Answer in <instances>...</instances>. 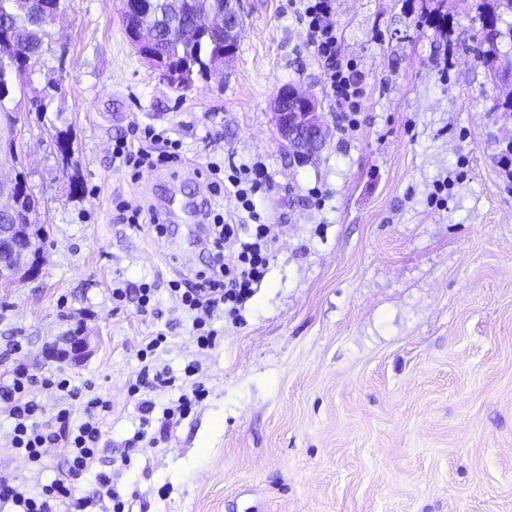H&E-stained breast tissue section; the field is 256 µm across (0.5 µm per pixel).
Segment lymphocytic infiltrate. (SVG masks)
I'll return each instance as SVG.
<instances>
[{"instance_id": "lymphocytic-infiltrate-1", "label": "lymphocytic infiltrate", "mask_w": 512, "mask_h": 512, "mask_svg": "<svg viewBox=\"0 0 512 512\" xmlns=\"http://www.w3.org/2000/svg\"><path fill=\"white\" fill-rule=\"evenodd\" d=\"M299 16L308 26L310 47L325 64V83L328 94L336 104L347 131L358 128L355 114L362 96L363 77L355 64L340 56L335 27L329 18L334 0H298ZM180 141L165 139L155 128L144 127L137 140L120 137L112 142V160L121 167L153 169L175 162L188 165L182 155ZM210 190L220 193L223 184L233 188L236 211L245 212L254 225L253 233L241 237L238 225L226 222L223 213L205 207L209 218L202 238L208 253L204 269L195 273L193 286L182 281L169 283V293L177 307L193 313L192 327L199 350L211 349L216 333L208 326L215 312L237 317L263 282L273 258L268 226L261 220L252 195L264 169L261 165L244 166L225 171L223 165L209 162ZM33 380L25 368L17 366L0 373V400L9 406L13 421L12 445L30 464L40 463L47 449H62L69 463L71 477H79L99 459V442L104 417L111 409L102 398L90 399L84 407V419L76 430L61 433L45 420V410L32 391ZM0 501L13 503L19 512H56L60 503H67L69 512H85L90 502L77 498L63 481L43 485L40 493L30 494L15 478L0 473Z\"/></svg>"}]
</instances>
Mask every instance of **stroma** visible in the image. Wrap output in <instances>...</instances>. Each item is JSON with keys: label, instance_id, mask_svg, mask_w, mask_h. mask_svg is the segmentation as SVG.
Returning a JSON list of instances; mask_svg holds the SVG:
<instances>
[{"label": "stroma", "instance_id": "obj_1", "mask_svg": "<svg viewBox=\"0 0 512 512\" xmlns=\"http://www.w3.org/2000/svg\"><path fill=\"white\" fill-rule=\"evenodd\" d=\"M239 3L233 61L188 90L134 50L118 0H66L51 29L32 86L55 81V108L30 121L25 159L47 263L0 288V367L63 373L112 412L100 462L73 480L62 449L37 465L17 454L0 402V472L32 492L70 479L90 499L104 472L125 512H512V124L490 110L512 81V39L488 67L475 54L483 0H335L341 53L364 75L347 134L289 0ZM286 85L317 97L329 130L303 166L274 136ZM131 122L180 140L194 174L113 168L112 138ZM63 128L72 168L55 146ZM212 160L264 165L253 201L275 259L241 320H214L219 341L202 352L167 292L205 265L194 225L175 214L160 237L116 223L113 201L162 210L211 197ZM76 174L84 192L72 198ZM211 199L232 216L230 197ZM145 282L157 314L131 297L113 304V287ZM158 332L161 364L179 377L197 362L208 390L172 428L163 412L179 390L129 393ZM74 336L86 356L59 359ZM16 339L21 352L6 353Z\"/></svg>", "mask_w": 512, "mask_h": 512}]
</instances>
